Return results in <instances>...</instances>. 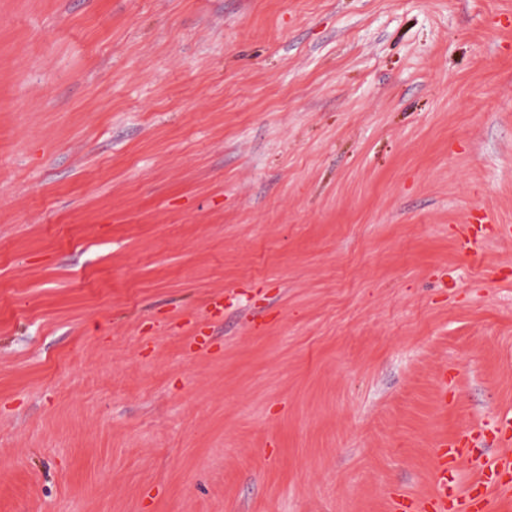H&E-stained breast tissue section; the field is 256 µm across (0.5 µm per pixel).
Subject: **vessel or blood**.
Wrapping results in <instances>:
<instances>
[{
    "label": "vessel or blood",
    "mask_w": 512,
    "mask_h": 512,
    "mask_svg": "<svg viewBox=\"0 0 512 512\" xmlns=\"http://www.w3.org/2000/svg\"><path fill=\"white\" fill-rule=\"evenodd\" d=\"M487 432L498 441L499 452L490 459L473 456V448ZM439 456L433 492L424 500L403 498L405 512H492L494 495H512V413L496 417L491 430L470 427L441 439ZM463 466L474 473L464 486L456 480Z\"/></svg>",
    "instance_id": "obj_1"
}]
</instances>
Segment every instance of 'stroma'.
I'll use <instances>...</instances> for the list:
<instances>
[{"instance_id":"stroma-1","label":"stroma","mask_w":512,"mask_h":512,"mask_svg":"<svg viewBox=\"0 0 512 512\" xmlns=\"http://www.w3.org/2000/svg\"><path fill=\"white\" fill-rule=\"evenodd\" d=\"M507 225L512 0H0V512L426 498Z\"/></svg>"}]
</instances>
